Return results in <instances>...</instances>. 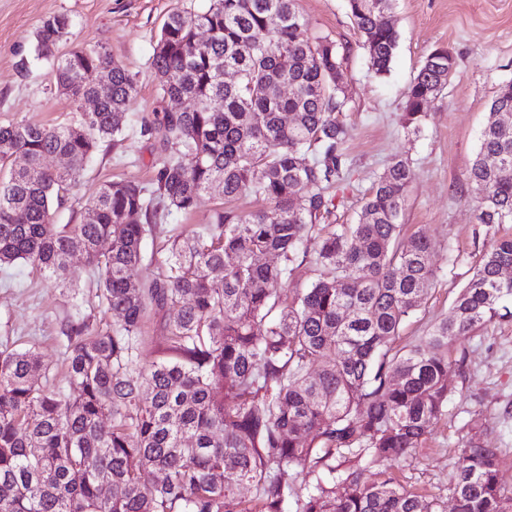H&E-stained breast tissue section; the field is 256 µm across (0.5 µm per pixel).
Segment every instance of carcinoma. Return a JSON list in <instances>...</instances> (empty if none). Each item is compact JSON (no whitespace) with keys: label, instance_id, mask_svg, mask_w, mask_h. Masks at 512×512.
<instances>
[{"label":"carcinoma","instance_id":"1","mask_svg":"<svg viewBox=\"0 0 512 512\" xmlns=\"http://www.w3.org/2000/svg\"><path fill=\"white\" fill-rule=\"evenodd\" d=\"M347 6L369 68L388 74L399 43L393 0ZM70 26L64 14L44 18L34 52L51 63L50 85L78 119L0 125V267L26 263L66 288L69 261L81 253L119 319L101 329L79 314L68 321L73 396L34 352L0 350V512H224L233 501L237 512H287L290 501L293 512H437L383 467L412 457L445 414L448 374L464 363L448 362V338L512 319L502 305L512 298L502 277L512 236L483 254L425 343L392 351L436 281L429 240L402 238L397 224L412 170L395 160L356 223H320L349 171V129L338 119L346 100L336 89L347 55L310 30L297 0H207L172 11L149 66L158 94L189 106L141 119V133L164 151L152 182L108 181L85 208L93 220L55 224L52 210L100 146L121 144L116 117L136 92L103 47L58 55ZM227 68L238 74L233 83ZM453 68L448 51L427 55L406 90L410 121ZM98 77L111 95L85 112ZM490 110L468 185L479 223L512 224V80ZM287 113L296 121H284ZM60 154L69 166L47 165ZM216 185L226 200L252 193L264 206L215 209L203 231L167 244L157 274L140 277L152 226L174 209L192 211ZM314 234L317 276L285 304L274 285L288 280ZM267 254L280 264L256 262ZM152 320L168 358L144 366ZM374 467L378 478L365 476ZM294 474L307 484L296 487ZM451 483L456 512H512L500 449L477 433L463 440ZM242 486L251 498L237 499Z\"/></svg>","mask_w":512,"mask_h":512}]
</instances>
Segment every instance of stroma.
<instances>
[{
  "label": "stroma",
  "mask_w": 512,
  "mask_h": 512,
  "mask_svg": "<svg viewBox=\"0 0 512 512\" xmlns=\"http://www.w3.org/2000/svg\"><path fill=\"white\" fill-rule=\"evenodd\" d=\"M206 0H0V124L27 121L64 125L74 118L65 96L51 91L50 65L33 57L37 30L53 14L72 25L59 51L107 47L114 60L136 77L131 114L178 109L161 97L149 68L161 27L174 9L197 10ZM299 12L313 31L335 40L349 55L345 74L348 104L340 119L351 129L344 146L350 170L328 217L332 224H353L364 197L397 158L407 159L413 179L399 222L404 234L425 235L437 281L419 310L403 325L397 347H410L433 326L451 316L453 303L473 276L494 237L502 230L478 223L468 200L467 171L489 120L498 85L512 80V0H395L391 19L400 41L389 75L375 76L346 0H298ZM445 49L454 59L448 86L427 112L408 122L405 91L426 56ZM121 147L101 148L87 165L67 202L55 209L57 224H75L99 187L123 178L149 184L162 157L159 140L126 123ZM242 212L260 208L246 193L224 200L204 196L189 213L173 214L143 243L141 276L155 273L170 236L198 232L221 204ZM70 285L56 286L26 264L0 268V348H30L63 377L67 343L62 324L75 313L93 324L112 323L82 256L69 263ZM449 360H463L451 373L448 411L433 425L413 458L392 467L407 488L434 498L441 512H454L450 474L457 450L471 427L485 443L499 448L506 475L512 477V320H495L448 341Z\"/></svg>",
  "instance_id": "35a3bbf8"
}]
</instances>
